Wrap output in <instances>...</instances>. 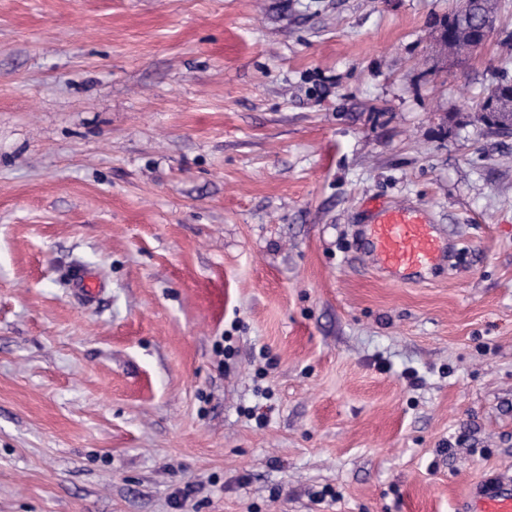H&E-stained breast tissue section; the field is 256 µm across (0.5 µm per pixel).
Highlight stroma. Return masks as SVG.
Wrapping results in <instances>:
<instances>
[{"label":"stroma","instance_id":"stroma-1","mask_svg":"<svg viewBox=\"0 0 512 512\" xmlns=\"http://www.w3.org/2000/svg\"><path fill=\"white\" fill-rule=\"evenodd\" d=\"M495 2L458 65L460 0H0V512H468L512 476ZM370 200L445 263L378 270ZM463 12H460L459 10L454 13L452 17H448L439 23H446L448 24V28H455L457 31V36L455 39V42L448 46L454 50H448L450 54L457 58L465 57L470 54V50L472 49L473 40L471 38V35L469 31L466 28H460L461 21L463 18ZM477 25V35L475 37V42L473 47L477 48L484 44L486 40L489 38L492 29H493V17L491 15H481L476 20ZM448 28H437L435 40L436 43L439 42L441 46L447 44L448 41L452 39V32L451 30L448 31Z\"/></svg>","mask_w":512,"mask_h":512}]
</instances>
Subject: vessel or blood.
Instances as JSON below:
<instances>
[{"mask_svg": "<svg viewBox=\"0 0 512 512\" xmlns=\"http://www.w3.org/2000/svg\"><path fill=\"white\" fill-rule=\"evenodd\" d=\"M364 235L370 257L389 273H420L438 265L445 255L436 225L408 205H377ZM471 512H512V479H495L474 501Z\"/></svg>", "mask_w": 512, "mask_h": 512, "instance_id": "1", "label": "vessel or blood"}]
</instances>
